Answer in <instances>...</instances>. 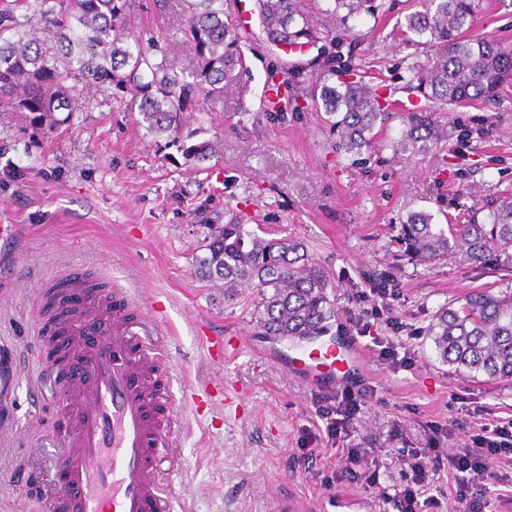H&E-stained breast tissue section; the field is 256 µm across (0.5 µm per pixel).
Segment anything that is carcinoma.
<instances>
[{
	"label": "carcinoma",
	"instance_id": "carcinoma-1",
	"mask_svg": "<svg viewBox=\"0 0 512 512\" xmlns=\"http://www.w3.org/2000/svg\"><path fill=\"white\" fill-rule=\"evenodd\" d=\"M334 15L355 14L369 0H331ZM186 24L183 40L195 64L177 69L165 52L155 53L128 31L132 0H0V108L31 114L35 126L63 123L57 112H80L86 90L131 93L127 110L139 115L149 134L177 135L191 99L198 111L224 95V83L244 66L241 46L252 33L224 23V0H180ZM476 0H423L420 10L398 24L407 41L424 40L434 49L415 71L418 87L431 99L454 105L487 98L512 81V48L494 41L461 38L473 22ZM258 17L270 43L315 45L313 25L302 0H258ZM317 106L334 118L341 148L372 147L385 113L376 93L362 80L314 85ZM443 131L428 112H410L407 130L394 150L426 152ZM397 240L404 252L431 262L457 251L484 263L512 255V193L488 208L483 221L432 223V215H410ZM206 254L196 258L202 276L224 281L229 299L242 286L260 296L254 322L264 336H321L336 319L330 283L298 239L263 238L243 224L211 230ZM441 361L471 378L512 381V290L478 291L456 308L447 306L429 327Z\"/></svg>",
	"mask_w": 512,
	"mask_h": 512
}]
</instances>
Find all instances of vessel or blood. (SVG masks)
<instances>
[{"label":"vessel or blood","mask_w":512,"mask_h":512,"mask_svg":"<svg viewBox=\"0 0 512 512\" xmlns=\"http://www.w3.org/2000/svg\"><path fill=\"white\" fill-rule=\"evenodd\" d=\"M65 284L85 301L58 314L55 330L69 342L56 368L70 373L78 363L85 371L62 387L68 444L51 462L64 473L51 499L58 512H171L161 471L172 460L166 449L178 414L159 370L158 325L136 315L119 290L90 293L75 277ZM359 356L358 346L344 350L321 336L291 358L290 368L333 388L344 377L332 366H355Z\"/></svg>","instance_id":"b4317fda"}]
</instances>
